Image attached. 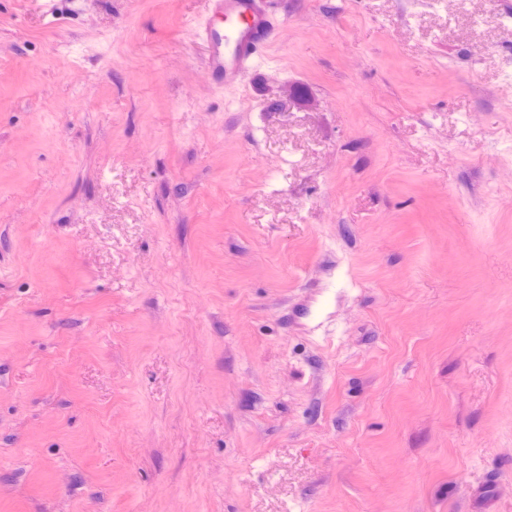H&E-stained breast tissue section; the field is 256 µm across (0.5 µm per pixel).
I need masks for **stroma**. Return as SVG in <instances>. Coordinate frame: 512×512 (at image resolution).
I'll return each instance as SVG.
<instances>
[{
    "label": "stroma",
    "instance_id": "stroma-1",
    "mask_svg": "<svg viewBox=\"0 0 512 512\" xmlns=\"http://www.w3.org/2000/svg\"><path fill=\"white\" fill-rule=\"evenodd\" d=\"M204 9L0 0V512H512V0ZM205 15L191 25L209 48L207 66L217 83L252 69L272 28V0H205Z\"/></svg>",
    "mask_w": 512,
    "mask_h": 512
}]
</instances>
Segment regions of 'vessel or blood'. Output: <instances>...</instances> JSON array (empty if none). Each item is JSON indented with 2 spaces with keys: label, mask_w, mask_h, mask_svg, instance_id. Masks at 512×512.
Masks as SVG:
<instances>
[{
  "label": "vessel or blood",
  "mask_w": 512,
  "mask_h": 512,
  "mask_svg": "<svg viewBox=\"0 0 512 512\" xmlns=\"http://www.w3.org/2000/svg\"><path fill=\"white\" fill-rule=\"evenodd\" d=\"M272 0H206V12L191 25L209 48L207 66L221 83L252 69L272 28Z\"/></svg>",
  "instance_id": "b4317fda"
}]
</instances>
